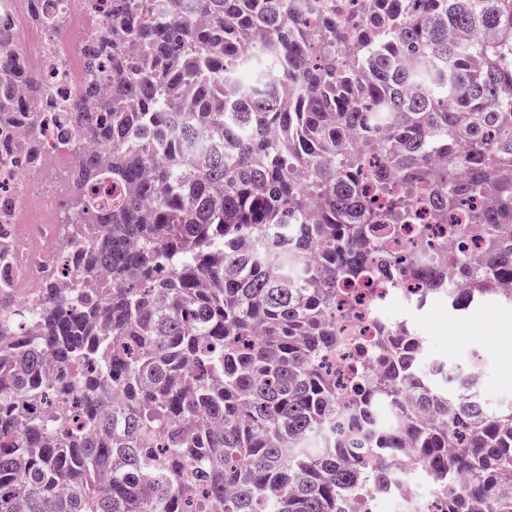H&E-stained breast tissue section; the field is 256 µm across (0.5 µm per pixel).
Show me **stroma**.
I'll return each mask as SVG.
<instances>
[{
	"instance_id": "35a3bbf8",
	"label": "stroma",
	"mask_w": 512,
	"mask_h": 512,
	"mask_svg": "<svg viewBox=\"0 0 512 512\" xmlns=\"http://www.w3.org/2000/svg\"><path fill=\"white\" fill-rule=\"evenodd\" d=\"M383 316L410 321L423 337V368L445 363L464 370L473 355H480L486 370L480 382L484 399L493 406L512 401V305L489 303L465 315L446 298L432 297L418 308L390 304Z\"/></svg>"
}]
</instances>
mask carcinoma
<instances>
[{
  "label": "carcinoma",
  "instance_id": "1",
  "mask_svg": "<svg viewBox=\"0 0 512 512\" xmlns=\"http://www.w3.org/2000/svg\"><path fill=\"white\" fill-rule=\"evenodd\" d=\"M106 2L81 52L106 83L64 98L0 28V166L94 146L25 311L0 183V512H361L407 451L436 512H512V403L438 386L405 321L378 320L371 374L326 360L337 296L387 275L422 199L484 253L450 288L421 228L418 303L512 305V0Z\"/></svg>",
  "mask_w": 512,
  "mask_h": 512
}]
</instances>
